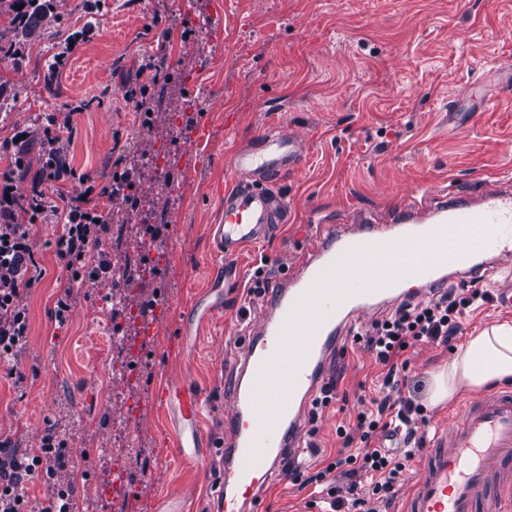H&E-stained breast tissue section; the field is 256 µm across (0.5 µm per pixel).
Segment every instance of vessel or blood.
<instances>
[{"mask_svg":"<svg viewBox=\"0 0 512 512\" xmlns=\"http://www.w3.org/2000/svg\"><path fill=\"white\" fill-rule=\"evenodd\" d=\"M303 148L281 130L268 131L238 149L233 169L243 179L224 193V219L213 225V245L224 259L280 229L286 200L269 178L294 171ZM319 242L301 272L267 291L260 325L248 326L224 418V512H242L261 486L279 479L282 455L306 451L302 415L317 396L334 352L366 314L381 315L406 301L392 266L370 263L382 253L399 257L410 242L438 241L444 248L417 253L405 272L422 293L448 281L490 283L512 256V190L488 186L473 193L422 198L396 210L390 223L343 229L313 212ZM479 234L477 251L456 250L459 239ZM178 428V449L198 448L204 401L187 385L162 388ZM512 390H493L468 401L448 438L424 457L422 473L402 512H512Z\"/></svg>","mask_w":512,"mask_h":512,"instance_id":"obj_1","label":"vessel or blood"}]
</instances>
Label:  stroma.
Instances as JSON below:
<instances>
[{
  "mask_svg": "<svg viewBox=\"0 0 512 512\" xmlns=\"http://www.w3.org/2000/svg\"><path fill=\"white\" fill-rule=\"evenodd\" d=\"M107 3L91 16L86 0H58L22 63L0 55V84L18 94L0 119V141L42 114L89 101L69 148L73 164L102 185L111 178V159L149 152L133 194L148 223L168 227L154 247L165 278L131 273L142 241L135 230L113 225L116 292L124 304L112 307L88 282L73 290L68 323L56 325L66 262L55 253L56 225H32L46 274L26 299V344L12 363L0 362V434L26 450L55 425L98 486L88 496L71 476L75 512H221L226 396L246 325L260 315L255 304L239 317L236 299L260 258L275 276L297 272L314 245L310 212L383 222L423 193L512 180V89L504 90L501 71L512 60V0ZM89 21L91 40L46 84L58 34ZM150 59L170 79L146 93L158 115L146 139L143 111L125 91ZM186 122L205 126L206 139L184 145L172 138ZM274 128L303 146L299 168L275 183L288 217L276 236L223 263L210 227L223 215L225 189L238 179L231 156ZM135 317L153 321L155 334L130 370L125 329ZM505 319L512 320V310L490 302L461 317L450 347L408 351L402 393L426 404L428 436L449 435L456 410L470 399L465 393L429 404L433 373L468 336ZM12 365L17 375H8ZM333 369L347 403L340 414L326 409L317 423L327 462L341 448L338 424L363 409L361 387L378 371L360 346L337 355ZM182 382L205 404L204 446L191 458L178 453L174 419L155 397L162 384ZM117 474L136 486L135 495L113 497ZM311 498L310 489L286 481L259 492L257 512H301Z\"/></svg>",
  "mask_w": 512,
  "mask_h": 512,
  "instance_id": "obj_1",
  "label": "stroma"
}]
</instances>
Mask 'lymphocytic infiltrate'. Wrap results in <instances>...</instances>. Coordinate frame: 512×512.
<instances>
[{"label":"lymphocytic infiltrate","instance_id":"obj_1","mask_svg":"<svg viewBox=\"0 0 512 512\" xmlns=\"http://www.w3.org/2000/svg\"><path fill=\"white\" fill-rule=\"evenodd\" d=\"M80 107L45 115L38 134L15 133L0 142L7 164L0 170V360H10L29 335L26 297L41 283L42 267L30 238L33 224H55L57 255L65 259L70 284L92 282L115 288L112 256L104 243L116 214L137 215L138 206L129 194L137 167L126 156H117L113 174L96 186L89 174L77 171L65 148L72 141ZM38 162H31V153ZM79 183L72 194L65 187ZM26 223H19V215ZM487 289L473 285L433 291L424 301H404L384 319L356 332L353 341L374 353L382 368L377 397L369 408L358 412L353 424L336 429L343 449L325 467H300L283 460L282 469L299 488L321 489L332 512H369V504L391 507L400 476L424 444L415 425L423 407L403 396L401 382L409 368L405 353L417 344L449 346L459 329L464 310L489 301ZM402 434L399 448L375 446L380 436ZM73 458L67 442L48 427L34 454L19 452L11 436L0 435V512H73L74 503L66 486H57L48 506L37 509L26 493L35 478H55L72 470Z\"/></svg>","mask_w":512,"mask_h":512}]
</instances>
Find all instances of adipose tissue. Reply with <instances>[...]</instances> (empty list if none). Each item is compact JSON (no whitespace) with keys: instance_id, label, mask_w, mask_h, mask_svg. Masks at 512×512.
Returning a JSON list of instances; mask_svg holds the SVG:
<instances>
[{"instance_id":"adipose-tissue-1","label":"adipose tissue","mask_w":512,"mask_h":512,"mask_svg":"<svg viewBox=\"0 0 512 512\" xmlns=\"http://www.w3.org/2000/svg\"><path fill=\"white\" fill-rule=\"evenodd\" d=\"M510 381L512 322L496 323L469 337L464 348L435 373L430 399L437 405L494 382Z\"/></svg>"}]
</instances>
